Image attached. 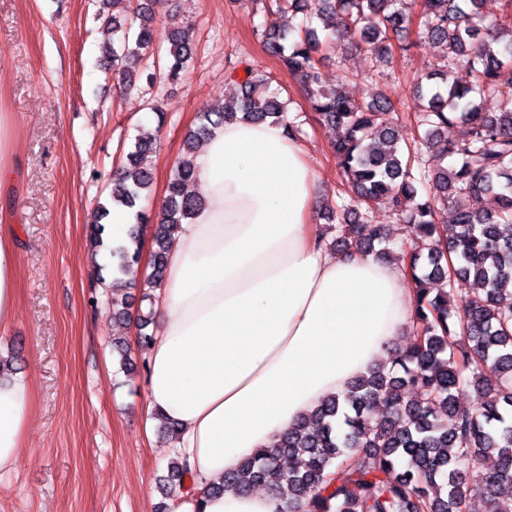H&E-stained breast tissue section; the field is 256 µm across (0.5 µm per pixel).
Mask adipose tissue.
Returning <instances> with one entry per match:
<instances>
[{
  "mask_svg": "<svg viewBox=\"0 0 512 512\" xmlns=\"http://www.w3.org/2000/svg\"><path fill=\"white\" fill-rule=\"evenodd\" d=\"M204 205L176 233L153 305L146 423H177L190 490L179 512H273L268 494L211 483L342 392L401 336L414 312L402 267L320 243L316 175L284 125L211 129L195 157ZM19 272L0 233V335L14 322ZM32 422L23 377H0V474Z\"/></svg>",
  "mask_w": 512,
  "mask_h": 512,
  "instance_id": "1",
  "label": "adipose tissue"
}]
</instances>
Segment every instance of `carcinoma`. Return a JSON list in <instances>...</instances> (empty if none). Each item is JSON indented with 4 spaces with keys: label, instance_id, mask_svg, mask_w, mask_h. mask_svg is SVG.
Instances as JSON below:
<instances>
[{
    "label": "carcinoma",
    "instance_id": "carcinoma-1",
    "mask_svg": "<svg viewBox=\"0 0 512 512\" xmlns=\"http://www.w3.org/2000/svg\"><path fill=\"white\" fill-rule=\"evenodd\" d=\"M97 19L111 30L104 56L125 87L135 86L134 64L155 43L167 42L164 65L146 74L149 84L176 82L193 56L185 32L166 29L133 0H99ZM270 14H302L299 26L272 21L262 31L266 50L279 58L304 90L319 121L346 130L332 145L351 188L339 209L325 206L336 224L329 246L355 249L376 258L396 255L414 284L413 328L421 333L411 349L392 353L391 366L373 365L346 389L324 400L284 433L271 448L246 459L210 490L229 486L267 487L276 512H469L465 486L480 480L487 490L486 512H512V0H503L504 18L479 26L482 0H423L422 32L445 50L441 65L425 76L429 84L417 115V135L402 141L394 106L380 94L370 101L350 98L340 83L323 84L326 40L370 52L372 62L389 61L395 44L409 33L411 0H274ZM124 5L123 17L109 15ZM462 65L469 84L449 80ZM238 93L203 116L172 167L167 197L157 211L141 207L152 179L143 155L159 144V129H144L98 203L88 230L95 250L118 258L94 264L93 281L108 284L112 314H127L126 267L140 262L141 225L153 226L151 272L142 300L161 286L174 230L201 208L192 192L193 144L210 128L238 120L284 122L288 102L268 91L265 75L244 69ZM499 99L497 112L480 100ZM450 125L454 140H439ZM436 148L454 159L432 172L420 168L424 150ZM496 193L497 210L470 206V199ZM391 200L407 224L393 253L385 228L367 214L379 200ZM135 212L137 226L112 245L105 219L112 207ZM454 211L452 223H438L440 211ZM474 391L481 405L459 408V394ZM496 459L487 471L476 464ZM187 460L168 464L161 479L166 492L183 486Z\"/></svg>",
    "mask_w": 512,
    "mask_h": 512
}]
</instances>
